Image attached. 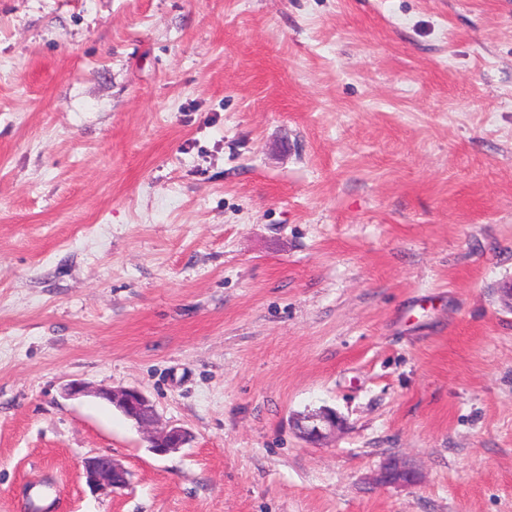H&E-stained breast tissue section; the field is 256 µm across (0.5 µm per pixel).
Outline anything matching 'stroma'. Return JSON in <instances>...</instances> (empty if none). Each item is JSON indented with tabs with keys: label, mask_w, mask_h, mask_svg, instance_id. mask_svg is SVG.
Returning a JSON list of instances; mask_svg holds the SVG:
<instances>
[{
	"label": "stroma",
	"mask_w": 512,
	"mask_h": 512,
	"mask_svg": "<svg viewBox=\"0 0 512 512\" xmlns=\"http://www.w3.org/2000/svg\"><path fill=\"white\" fill-rule=\"evenodd\" d=\"M43 482L46 512H512V0H0V512ZM69 398H78L92 394L100 400L115 406L135 425L147 434L152 452L165 455L176 452L188 442V433L181 427L170 426L155 430L157 412L153 402L138 389H112L90 387L79 381H71L64 387ZM300 428L305 436L312 440L322 439L328 432L334 431L341 420L332 411H319L301 417ZM87 484L97 491L112 494L128 484V472L111 454H97L83 461Z\"/></svg>",
	"instance_id": "35a3bbf8"
}]
</instances>
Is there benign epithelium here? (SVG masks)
I'll return each mask as SVG.
<instances>
[{"instance_id": "1", "label": "benign epithelium", "mask_w": 512, "mask_h": 512, "mask_svg": "<svg viewBox=\"0 0 512 512\" xmlns=\"http://www.w3.org/2000/svg\"><path fill=\"white\" fill-rule=\"evenodd\" d=\"M64 394L69 398L93 395L119 409L127 418L147 434L152 452L165 455L176 452L188 442V433L181 427L170 426L155 430L157 412L153 402L138 389H90L79 381H71L64 387ZM340 418L332 411L309 413L300 421V428L305 436L319 440L336 429ZM83 471L87 484L97 491L112 494L128 484V472L117 463L110 454H97L83 461ZM382 482L411 483L414 472L397 460L390 461L384 468Z\"/></svg>"}]
</instances>
